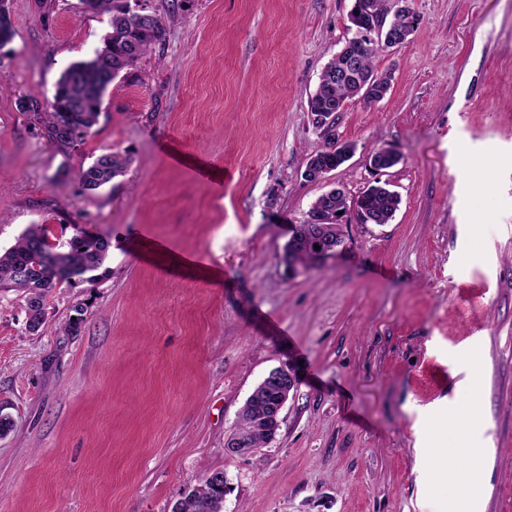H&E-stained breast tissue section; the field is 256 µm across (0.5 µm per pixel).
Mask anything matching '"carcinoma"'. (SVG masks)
<instances>
[{"mask_svg": "<svg viewBox=\"0 0 512 512\" xmlns=\"http://www.w3.org/2000/svg\"><path fill=\"white\" fill-rule=\"evenodd\" d=\"M89 9L110 15L111 32L103 45L87 59L70 64L54 85L48 107L36 99L23 101L28 112L44 115L48 138L60 150L74 149L84 143L96 125L103 98L112 82L124 70L131 69L165 35V22L155 13L140 15L136 0H82ZM415 18L411 9L389 11L385 0H352L348 20L352 30L363 39L350 44L349 52L356 55L354 72L346 80L338 72L346 65V53L339 51L323 67L317 87L308 98L307 112H334L336 106L360 98L358 82L371 81L365 106L370 108L384 99L391 85V75L380 72L374 59L382 51L380 34L404 30L413 33ZM14 28L0 0V46L12 40ZM323 139V146L312 154L306 168L323 178L347 162L355 145L336 138V122L327 127H314ZM403 159L393 146L380 147L367 158L371 166L383 173ZM126 160L120 154L106 152L79 173V183L85 192L106 188L123 175ZM401 203L400 195L390 183L379 180L368 185L356 198L349 200L343 190L333 188L319 195L311 204L308 218L295 225L286 243L281 260L302 272L319 267L318 255L336 250L343 244V226L354 214L358 224H388ZM321 250L314 249V245ZM110 242L101 234L75 226L67 240L51 241L43 224L29 225L16 243L0 252V290L22 292L27 327L37 331L45 322L46 298L54 289L74 287L96 278V272L108 258ZM286 387L257 385L245 401L229 434V438L246 441L247 448H264L277 436L280 427L273 418ZM217 472L203 476L197 485L182 493L171 512H223L224 481L215 480Z\"/></svg>", "mask_w": 512, "mask_h": 512, "instance_id": "cac0c4a2", "label": "carcinoma"}]
</instances>
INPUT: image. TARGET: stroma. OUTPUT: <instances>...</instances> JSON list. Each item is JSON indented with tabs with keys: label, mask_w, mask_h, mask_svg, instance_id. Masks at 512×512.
<instances>
[{
	"label": "stroma",
	"mask_w": 512,
	"mask_h": 512,
	"mask_svg": "<svg viewBox=\"0 0 512 512\" xmlns=\"http://www.w3.org/2000/svg\"><path fill=\"white\" fill-rule=\"evenodd\" d=\"M143 5L164 41L62 152L20 102L50 100L107 18L8 0L0 251L31 224L111 247L95 281L54 291L39 331L0 292V512H170L215 470L224 512H512V0H412L415 33L375 61L387 95L345 105L336 135L356 150L319 185L302 177L322 145L307 102L352 36L351 0ZM384 145L404 156L385 175L394 219L346 225L335 257L288 275L289 226L321 191L356 198ZM110 150L125 173L83 192ZM284 364L298 385L276 439L225 453Z\"/></svg>",
	"instance_id": "stroma-1"
}]
</instances>
